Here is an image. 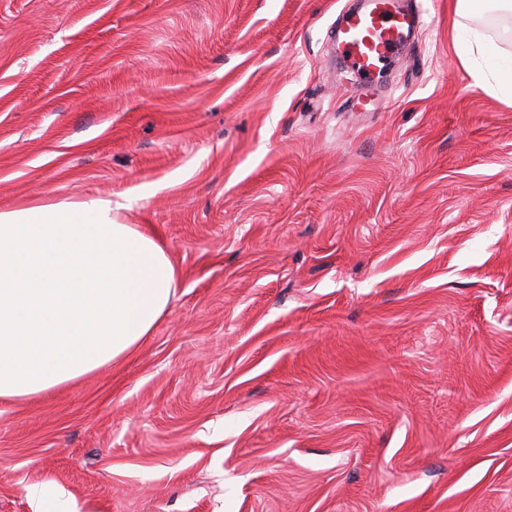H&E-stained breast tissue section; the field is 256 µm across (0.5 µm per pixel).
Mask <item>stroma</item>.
Here are the masks:
<instances>
[{
    "label": "stroma",
    "instance_id": "1",
    "mask_svg": "<svg viewBox=\"0 0 512 512\" xmlns=\"http://www.w3.org/2000/svg\"><path fill=\"white\" fill-rule=\"evenodd\" d=\"M0 0V211L111 200L179 272L130 354L0 400V512H512V15L419 0ZM417 2L366 0L336 29L332 38L362 86L374 84L376 76L401 55L418 20Z\"/></svg>",
    "mask_w": 512,
    "mask_h": 512
}]
</instances>
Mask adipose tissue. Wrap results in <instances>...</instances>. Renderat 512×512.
Listing matches in <instances>:
<instances>
[{"label":"adipose tissue","instance_id":"adipose-tissue-1","mask_svg":"<svg viewBox=\"0 0 512 512\" xmlns=\"http://www.w3.org/2000/svg\"><path fill=\"white\" fill-rule=\"evenodd\" d=\"M179 273L103 199L0 212V398L74 381L135 348Z\"/></svg>","mask_w":512,"mask_h":512}]
</instances>
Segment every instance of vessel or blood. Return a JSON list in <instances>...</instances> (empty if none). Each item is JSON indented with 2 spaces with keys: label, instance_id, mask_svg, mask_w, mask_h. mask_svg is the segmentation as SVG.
<instances>
[{
  "label": "vessel or blood",
  "instance_id": "1",
  "mask_svg": "<svg viewBox=\"0 0 512 512\" xmlns=\"http://www.w3.org/2000/svg\"><path fill=\"white\" fill-rule=\"evenodd\" d=\"M418 15L417 0H365L364 7L337 28L334 41L361 85L374 84L376 76L401 55Z\"/></svg>",
  "mask_w": 512,
  "mask_h": 512
}]
</instances>
